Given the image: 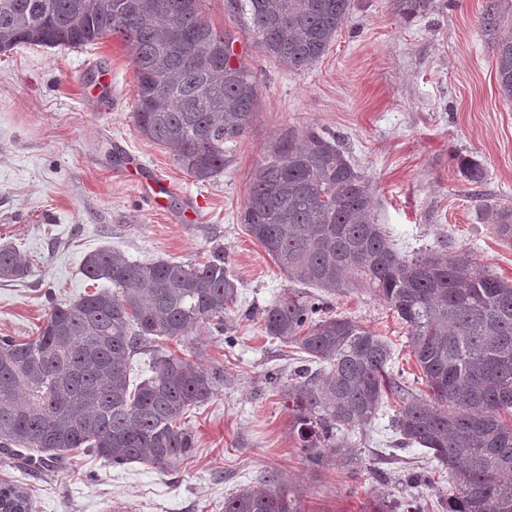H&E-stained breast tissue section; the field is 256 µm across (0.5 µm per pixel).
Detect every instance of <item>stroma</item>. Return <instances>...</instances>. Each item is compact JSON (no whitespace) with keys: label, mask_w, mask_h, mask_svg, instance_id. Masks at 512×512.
Masks as SVG:
<instances>
[{"label":"stroma","mask_w":512,"mask_h":512,"mask_svg":"<svg viewBox=\"0 0 512 512\" xmlns=\"http://www.w3.org/2000/svg\"><path fill=\"white\" fill-rule=\"evenodd\" d=\"M483 3L434 0L408 19L394 0H354L325 55L292 71L256 47L226 0H204L260 89L251 129L207 182L136 129L132 51L120 39L0 53V245L30 259L28 276L0 280V337L33 338L54 303L94 291L81 262L104 246L132 260L186 263L220 247L239 291L223 330L202 325L163 344L224 370L223 386L185 418L192 456L115 468L74 451L28 469L0 466V477L28 488L35 512H224L236 486L267 481L303 512H368L375 500L406 498L413 476L422 480L421 512H444L447 471L425 448L396 445V396L383 400L350 459L310 466L292 402L265 380L273 369L289 375L297 354L266 336L259 317L298 287L239 217L269 146L286 131L313 128L334 137L368 181L375 220L400 253L466 251L511 282L512 240L496 234L485 207H512V100L480 28ZM465 157L479 163L480 183L461 174ZM150 180L166 185L153 205L143 190ZM325 306L386 340L388 372L424 390L406 325L370 288L326 296Z\"/></svg>","instance_id":"obj_1"}]
</instances>
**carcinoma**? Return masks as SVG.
Masks as SVG:
<instances>
[{"label": "carcinoma", "mask_w": 512, "mask_h": 512, "mask_svg": "<svg viewBox=\"0 0 512 512\" xmlns=\"http://www.w3.org/2000/svg\"><path fill=\"white\" fill-rule=\"evenodd\" d=\"M433 0H395L405 15ZM509 0H485L481 27L493 44L499 88L512 100ZM249 16L246 33L269 57L301 71L321 58L352 0H227ZM115 36L132 50L134 122L197 181L224 171V153L251 127L257 74L234 38L213 27L203 0H0V52L19 45L83 48ZM496 233L512 240V209L487 207ZM292 282L334 294L362 283L407 325L426 393L389 376V345L346 316L323 314L315 295L295 293L263 312L266 335L291 345L303 365L269 383L292 399L303 446L341 451L372 423L384 395L402 402L392 420L398 444H418L448 470L446 512H512V283L469 253L403 256L372 215L368 181L335 140L309 128L270 148L240 215ZM26 256L0 246V279L29 273ZM101 288L52 306L39 336L0 338V449L36 464L83 448L114 466L167 464L194 448L179 424L224 383V370L152 348L201 324L224 330L238 285L224 251L203 264L131 261L101 249L82 261ZM152 351L151 375L130 387L134 356ZM4 512H32L21 487L0 481ZM224 512H301L285 490L246 486Z\"/></svg>", "instance_id": "cac0c4a2"}]
</instances>
